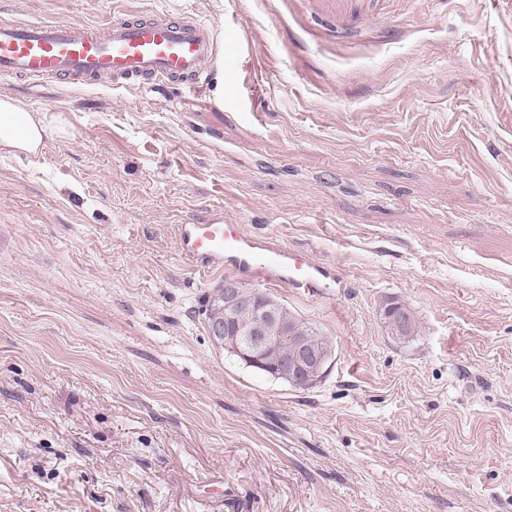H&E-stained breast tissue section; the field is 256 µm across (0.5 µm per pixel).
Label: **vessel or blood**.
Returning a JSON list of instances; mask_svg holds the SVG:
<instances>
[{"mask_svg":"<svg viewBox=\"0 0 512 512\" xmlns=\"http://www.w3.org/2000/svg\"><path fill=\"white\" fill-rule=\"evenodd\" d=\"M312 4L316 15L343 32L375 16L376 0ZM217 52L215 30L192 15L136 17L119 12L102 28L77 21L0 22V75L19 80L191 89L212 70ZM176 237L182 259L199 271L227 265L255 280L312 296L326 294L340 281L334 267L220 219L177 225Z\"/></svg>","mask_w":512,"mask_h":512,"instance_id":"b4317fda","label":"vessel or blood"}]
</instances>
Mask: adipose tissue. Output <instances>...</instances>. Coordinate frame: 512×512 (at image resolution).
Here are the masks:
<instances>
[{"label": "adipose tissue", "instance_id": "obj_1", "mask_svg": "<svg viewBox=\"0 0 512 512\" xmlns=\"http://www.w3.org/2000/svg\"><path fill=\"white\" fill-rule=\"evenodd\" d=\"M65 131L61 117L33 109L12 96L0 95L1 147L35 155L40 153L45 138Z\"/></svg>", "mask_w": 512, "mask_h": 512}]
</instances>
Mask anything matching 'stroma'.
<instances>
[{
    "mask_svg": "<svg viewBox=\"0 0 512 512\" xmlns=\"http://www.w3.org/2000/svg\"><path fill=\"white\" fill-rule=\"evenodd\" d=\"M378 9L341 36L311 0H0L191 12L229 48L192 93L0 78L68 126L0 147V512H512V6ZM217 215L340 286L200 275L175 229ZM228 278L331 340L319 383L212 345ZM390 304H399V303L392 302V303L387 304L386 306H388ZM402 309H405L408 312V314H409L408 317L404 314L402 321L390 322L388 320L389 317L391 316V311L402 310ZM384 314H385V320H386L387 326L391 332V335L402 337V338H410V337H413V336H416L419 334V323L416 321V318L412 314V312L404 305H402V304L390 305L389 307H387L384 310Z\"/></svg>",
    "mask_w": 512,
    "mask_h": 512,
    "instance_id": "obj_1",
    "label": "stroma"
}]
</instances>
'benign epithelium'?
Instances as JSON below:
<instances>
[{
    "instance_id": "obj_1",
    "label": "benign epithelium",
    "mask_w": 512,
    "mask_h": 512,
    "mask_svg": "<svg viewBox=\"0 0 512 512\" xmlns=\"http://www.w3.org/2000/svg\"><path fill=\"white\" fill-rule=\"evenodd\" d=\"M220 314L208 323L207 332L214 345L231 344L246 364L264 370L273 378L284 377L297 386L318 383L330 367L333 351L320 346L317 337L303 336L297 329L284 330L293 321L285 320L276 301L267 295L255 301L245 286L234 280L224 281L220 291ZM237 330L230 332V321ZM286 341L291 354L278 351Z\"/></svg>"
}]
</instances>
